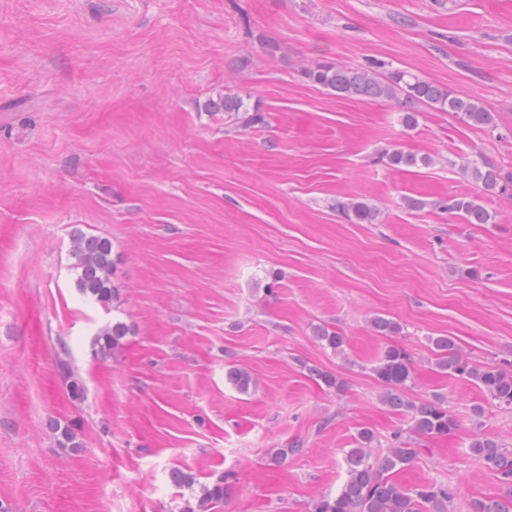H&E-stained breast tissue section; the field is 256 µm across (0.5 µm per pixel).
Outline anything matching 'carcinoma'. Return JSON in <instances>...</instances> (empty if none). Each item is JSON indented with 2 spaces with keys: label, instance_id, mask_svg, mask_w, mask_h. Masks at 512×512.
I'll return each instance as SVG.
<instances>
[{
  "label": "carcinoma",
  "instance_id": "cac0c4a2",
  "mask_svg": "<svg viewBox=\"0 0 512 512\" xmlns=\"http://www.w3.org/2000/svg\"><path fill=\"white\" fill-rule=\"evenodd\" d=\"M306 80L315 86L347 98H368L388 101L397 106L402 122L407 127L416 124V113L422 106L438 111L451 112L465 123L481 128H495L494 115L480 102L452 93L448 87L426 80L403 69L381 71L377 67L365 68L335 62H318L302 70ZM210 112H224L236 117L245 129L262 126L266 119L257 106L250 105V98L239 93H227L207 104ZM393 168L430 166L433 158L418 156L394 148L382 156ZM463 177L483 192L505 194L512 188V173L502 174L488 160L479 157L468 159L460 166ZM339 208L360 224H376L380 209L366 201L351 200ZM441 208L453 215L462 216L470 224H487L492 215L479 195L449 199ZM71 271L75 284L89 299L104 303L115 296L112 275L115 258L110 240L73 230L70 238ZM128 328L115 322L101 329L96 338V353L106 355L121 344ZM315 337L337 351L344 346L342 334L327 326L314 330ZM438 366L448 375L465 379L476 385L492 403L512 407V372L496 366L471 364L459 353L455 342L448 337L433 340ZM376 379L384 386L382 400L397 411L411 415L413 430L422 436L448 434L456 420L439 396L418 401L404 397V391L414 383L410 355L400 346L390 344L384 348L373 366ZM228 380L240 391L250 389V374L239 368H229ZM375 441L374 434L363 429L358 432L356 447L346 452L347 477L333 496L317 499L312 512H448V487L427 483L408 487L396 475L418 457L420 449L413 443L395 438L391 447L379 457H372L368 448ZM470 449L486 468L497 473L507 487L502 497H489L474 502L472 512H512V448H504L497 440L480 437L472 440ZM224 497L219 484L202 487L199 507L205 508Z\"/></svg>",
  "mask_w": 512,
  "mask_h": 512
}]
</instances>
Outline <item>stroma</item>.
<instances>
[{
  "label": "stroma",
  "mask_w": 512,
  "mask_h": 512,
  "mask_svg": "<svg viewBox=\"0 0 512 512\" xmlns=\"http://www.w3.org/2000/svg\"><path fill=\"white\" fill-rule=\"evenodd\" d=\"M320 60L411 71L497 128L425 106L405 127L392 103L306 82ZM227 92L249 94L265 125L206 111ZM397 147L435 161L379 162ZM477 157L512 171V0H0V507L199 512L201 486L220 481L211 512H307L340 487L358 431L380 453L413 436L371 371L391 343L413 361L407 397L441 395L459 423L419 438L399 481L446 485L448 512L504 495L470 442L512 448V409L444 373L431 345L447 336L512 370V197L484 196L488 224L440 208L479 193L459 169ZM349 199L381 222L346 217ZM77 228L111 241L116 300L76 288ZM378 316L397 331L376 333ZM118 320L129 335L96 355ZM65 424L81 449L59 447ZM294 442L302 453L275 460ZM339 208L350 218L360 224H376L381 216L380 209L366 201L350 200L340 203Z\"/></svg>",
  "instance_id": "1"
}]
</instances>
